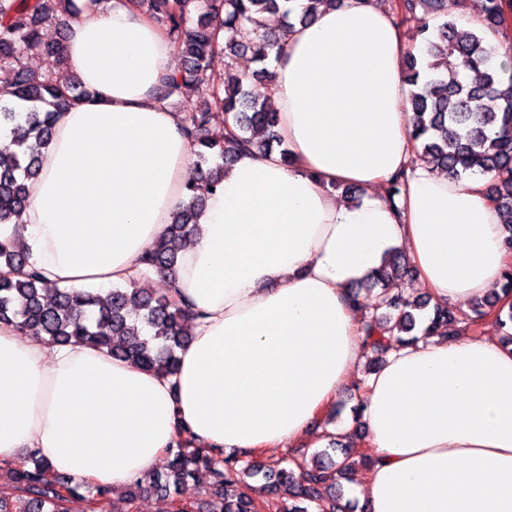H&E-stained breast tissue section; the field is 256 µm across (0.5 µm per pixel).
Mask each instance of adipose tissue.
<instances>
[{
    "mask_svg": "<svg viewBox=\"0 0 512 512\" xmlns=\"http://www.w3.org/2000/svg\"><path fill=\"white\" fill-rule=\"evenodd\" d=\"M66 28L68 66L95 96L56 113L30 203L0 242H22L50 285L104 292L189 204L193 146L156 97L176 47L136 0H99ZM408 50L384 0H343L282 39L267 94L292 162L242 152L208 194L180 254L177 288L201 317L174 374L0 323V465L35 448L57 473L119 489L181 427L204 448H286L358 374L346 284L386 249L406 248L433 301L498 287L512 253L487 177L415 158ZM338 185L366 195L339 200ZM364 399L368 512H512V344L419 337L388 354Z\"/></svg>",
    "mask_w": 512,
    "mask_h": 512,
    "instance_id": "1",
    "label": "adipose tissue"
}]
</instances>
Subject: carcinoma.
Returning <instances> with one entry per match:
<instances>
[{
  "label": "carcinoma",
  "instance_id": "carcinoma-1",
  "mask_svg": "<svg viewBox=\"0 0 512 512\" xmlns=\"http://www.w3.org/2000/svg\"><path fill=\"white\" fill-rule=\"evenodd\" d=\"M443 0H399L395 5L402 22L421 9L439 10ZM138 4L165 25L181 55L182 65L168 77L161 100L174 95L193 101L201 85H212L211 100L194 106L184 133L195 146L197 162L212 156L221 162L201 170L202 184L191 183L190 205L176 212L166 232L138 259L139 274L156 272L176 281L179 252L185 240L199 229L204 195L199 187L217 188L224 167L242 151L279 150L288 160L276 127L277 113L253 99L248 80L268 73L265 65L281 36L260 22L265 13L278 12L280 0H138ZM512 11V0H483L484 29L491 31ZM56 20L43 0H0V65L15 73L12 96L16 105L0 104V126L9 127L10 142L0 149V224H12L26 208L33 185L41 173L42 150L52 142L54 112L65 101L92 99L94 93L60 70L63 44L45 42L41 29ZM252 37L238 40L245 23ZM224 31V75L208 74L217 52L216 34ZM427 48L430 59L414 52L406 59L407 82L414 87L408 99L413 113L411 136L416 157L457 176L489 175L491 195L507 224L505 245L512 250V94L502 93L500 70L486 45L484 33L463 30L454 20L425 23L413 37ZM43 57L45 66L32 70L28 55ZM233 123L224 140L208 136L218 123ZM0 263L19 270L15 278L0 277V323H14L51 345L86 342L114 357L166 374L176 371L179 351L190 341V328L200 318L192 304L178 294L153 297L132 285L112 288L101 296L51 286L29 263L27 253L0 242ZM415 278L409 259L396 248L387 250L367 284L348 288L351 304L361 311L367 369L382 363L390 350L418 340L412 334L415 312L433 306L422 319V335L457 336L459 318L445 304L414 300L393 292V283ZM495 300L484 298L472 306L467 320L476 323L493 312ZM368 454L353 459L342 451L339 461L313 456L295 484L292 472L255 453L224 452L194 445L180 428L174 445L164 450L159 464L129 485L126 499L143 492L181 494L199 472L212 478L215 497L208 512H258L264 506L275 512H355L344 498L341 480L368 468ZM6 474L20 492L18 501L0 497V512H76L86 497L73 479L54 473L47 461L30 449L7 466Z\"/></svg>",
  "mask_w": 512,
  "mask_h": 512
}]
</instances>
